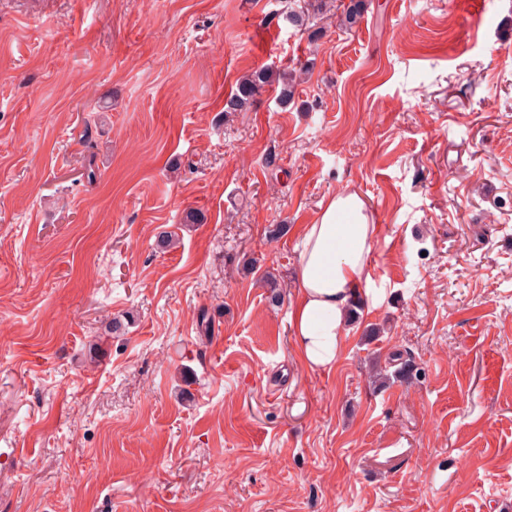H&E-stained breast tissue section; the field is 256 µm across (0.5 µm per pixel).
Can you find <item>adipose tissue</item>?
<instances>
[{"label":"adipose tissue","mask_w":512,"mask_h":512,"mask_svg":"<svg viewBox=\"0 0 512 512\" xmlns=\"http://www.w3.org/2000/svg\"><path fill=\"white\" fill-rule=\"evenodd\" d=\"M374 235L370 214L355 193L331 197L318 218L303 225L289 319L295 350L306 367L335 363Z\"/></svg>","instance_id":"ef3b65f1"}]
</instances>
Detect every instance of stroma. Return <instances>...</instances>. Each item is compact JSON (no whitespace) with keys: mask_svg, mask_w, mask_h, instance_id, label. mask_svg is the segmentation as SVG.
<instances>
[{"mask_svg":"<svg viewBox=\"0 0 512 512\" xmlns=\"http://www.w3.org/2000/svg\"><path fill=\"white\" fill-rule=\"evenodd\" d=\"M353 3L0 0V512H512V0ZM262 67L306 74L225 114ZM345 191L378 232L310 370ZM374 235L370 214L357 193L331 197L313 224L303 225L288 315L295 350L306 367L336 363Z\"/></svg>","mask_w":512,"mask_h":512,"instance_id":"1","label":"stroma"}]
</instances>
